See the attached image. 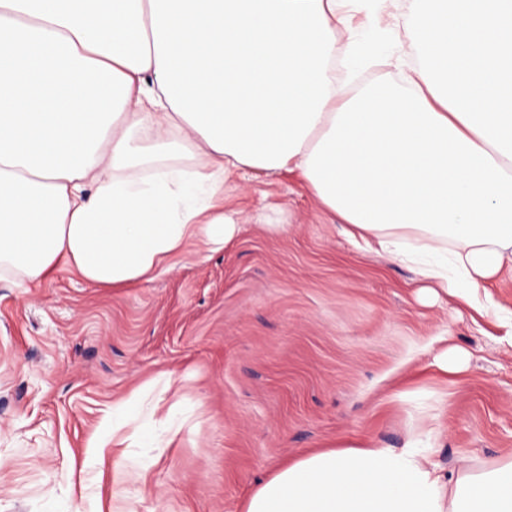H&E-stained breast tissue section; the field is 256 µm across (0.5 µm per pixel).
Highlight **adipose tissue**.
<instances>
[{
	"label": "adipose tissue",
	"instance_id": "1",
	"mask_svg": "<svg viewBox=\"0 0 512 512\" xmlns=\"http://www.w3.org/2000/svg\"><path fill=\"white\" fill-rule=\"evenodd\" d=\"M362 0H0V278L152 281L237 227L249 173L298 172L349 237L443 292L512 274V0H404L409 86L342 97ZM410 437L303 454L241 512H512V460L472 474Z\"/></svg>",
	"mask_w": 512,
	"mask_h": 512
}]
</instances>
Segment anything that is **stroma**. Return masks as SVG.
I'll return each instance as SVG.
<instances>
[{"label": "stroma", "mask_w": 512, "mask_h": 512, "mask_svg": "<svg viewBox=\"0 0 512 512\" xmlns=\"http://www.w3.org/2000/svg\"><path fill=\"white\" fill-rule=\"evenodd\" d=\"M373 57L344 93L421 62L409 39ZM224 211L230 243L146 283L0 281V512H241L288 460L432 427L443 465L512 458V278L481 309L421 297L415 266L357 248L295 172L241 182ZM449 348L466 364L446 375ZM154 378L175 427L113 447V403Z\"/></svg>", "instance_id": "1"}]
</instances>
